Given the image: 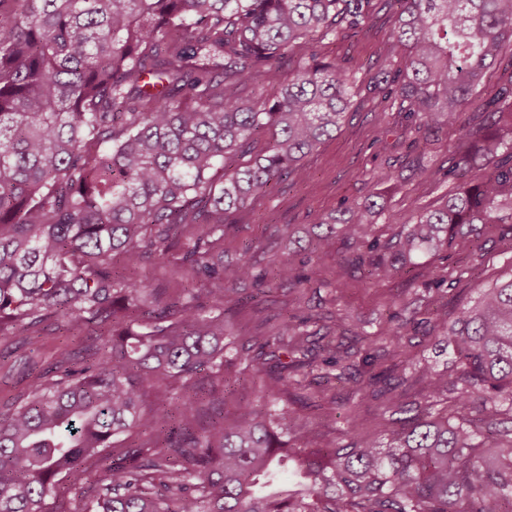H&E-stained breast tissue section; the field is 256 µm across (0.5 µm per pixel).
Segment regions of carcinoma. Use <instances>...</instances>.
Segmentation results:
<instances>
[{
	"instance_id": "carcinoma-1",
	"label": "carcinoma",
	"mask_w": 512,
	"mask_h": 512,
	"mask_svg": "<svg viewBox=\"0 0 512 512\" xmlns=\"http://www.w3.org/2000/svg\"><path fill=\"white\" fill-rule=\"evenodd\" d=\"M389 38L405 70L377 87L418 128L454 125L512 39V0H390ZM371 0H0V336L54 318L72 336L93 332L98 355L76 367L63 356L47 383L0 407V512H47L60 485L84 496L78 512H512V429L485 441L467 420L420 411L385 440L348 430L349 442L296 448L276 409L294 376L333 364L348 370L341 316L313 352L304 324L238 344L219 318L247 261L224 262V228L271 185L311 179L303 160L338 131L350 104L343 66L317 42L370 30ZM305 56L288 81L281 61ZM278 82L273 98L246 99L250 84ZM484 135L455 147L453 187L387 242L372 238L381 194L346 207L319 236L347 240L340 270L375 279L411 272L421 256L466 248L480 224H512V82L486 109ZM268 141L257 148V136ZM490 171L466 180L474 166ZM179 248L198 287L159 307L147 330L117 322L145 297L112 275V254L131 264ZM293 253L277 276L300 288ZM461 365L430 380L487 427L512 412V272L482 288L453 324L435 317ZM390 329L380 356L400 355ZM264 360V402H238L201 424L185 400L143 406L152 392L203 372L224 387L225 366ZM378 379L357 393H382ZM135 429V448L114 440ZM98 469L103 479L89 481Z\"/></svg>"
}]
</instances>
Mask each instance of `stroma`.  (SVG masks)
Returning a JSON list of instances; mask_svg holds the SVG:
<instances>
[{"label": "stroma", "instance_id": "1", "mask_svg": "<svg viewBox=\"0 0 512 512\" xmlns=\"http://www.w3.org/2000/svg\"><path fill=\"white\" fill-rule=\"evenodd\" d=\"M388 10H374L369 34L350 33L343 39L318 44L321 58L339 62L354 75L357 84L342 128L326 139L306 159L315 187L293 181L272 184L269 198L251 206L238 223L224 230V258L250 260L255 277L240 286V306L229 318L228 327L240 340L268 333L279 325L280 312L305 321L316 344H323L327 314L345 317L351 334L346 342L357 352L355 370L344 378L321 377L319 372L298 373L296 388L290 389L284 403L288 411L299 413L309 424L306 433L292 436L291 443L303 448H321L346 442L349 425L375 436L392 427V403L414 401L432 404L458 418L470 417V409L460 406L455 393L432 395L423 367L437 372L459 373L460 365L451 348L445 347L433 327L435 313L456 317L466 303L477 299L481 288L512 268V226L487 224L478 238L479 253L454 248L421 259L430 275L422 279L410 274L368 283L358 273L337 277V262L344 244L331 250H314L306 232L347 205L363 200L374 189L387 196V211L375 224L373 235L385 241L403 225L412 223L417 210L437 207L448 190L446 173L452 149L464 127L478 126L485 120L482 104L493 97L497 87L512 80V42L506 43L477 97L461 108V127H443L418 134H406L411 120L402 112H389L381 96L370 90L372 78L404 68L402 52L391 50L388 31L392 24ZM424 156L430 175L417 172L410 161ZM399 175V183L382 182L387 172ZM293 250L298 273L318 290L303 296L288 281L276 280L272 270L277 256ZM113 270L130 281L156 289L161 298L191 285V272L182 263L180 251H171L168 261L145 258L135 267L126 266L121 255H113ZM409 320L400 339L407 367L392 360L367 364L362 353L363 337L385 340L389 328ZM85 338L68 336L55 324L45 323L39 337L0 338V406L22 396L31 378L49 370L61 352L69 351L75 362L86 358ZM406 374L408 382L392 394L363 401L356 393L357 375L378 374L383 370Z\"/></svg>", "mask_w": 512, "mask_h": 512}]
</instances>
